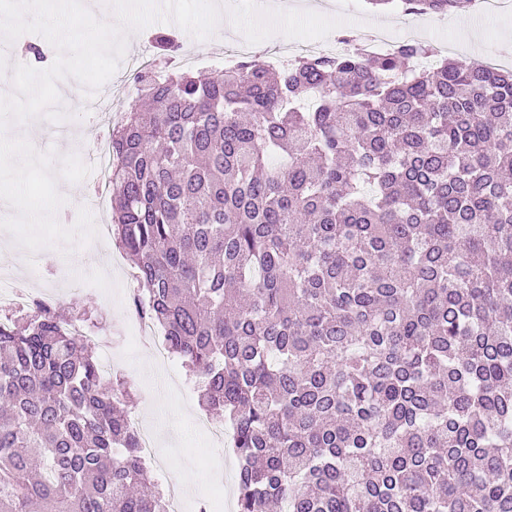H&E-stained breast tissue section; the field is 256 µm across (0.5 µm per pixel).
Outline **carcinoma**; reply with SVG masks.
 I'll return each instance as SVG.
<instances>
[{
  "label": "carcinoma",
  "mask_w": 512,
  "mask_h": 512,
  "mask_svg": "<svg viewBox=\"0 0 512 512\" xmlns=\"http://www.w3.org/2000/svg\"><path fill=\"white\" fill-rule=\"evenodd\" d=\"M343 42L134 76L110 174L133 307L231 430L236 512H512V70ZM74 322L98 327L0 316V512H167Z\"/></svg>",
  "instance_id": "obj_1"
}]
</instances>
